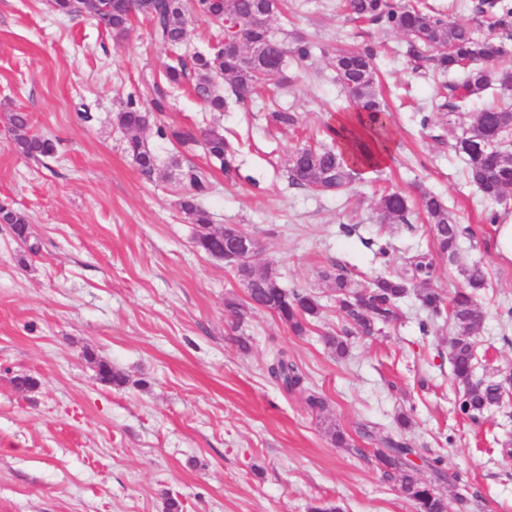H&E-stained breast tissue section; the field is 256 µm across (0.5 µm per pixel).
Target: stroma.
Instances as JSON below:
<instances>
[{
	"mask_svg": "<svg viewBox=\"0 0 512 512\" xmlns=\"http://www.w3.org/2000/svg\"><path fill=\"white\" fill-rule=\"evenodd\" d=\"M288 10V22L272 28L308 36L310 66L289 67L290 87L269 82L246 103L212 112L168 87L170 55L145 21L117 38L92 16L58 15L48 0H0V205L29 223L24 243L0 224V512H165L169 497L180 512H309L322 502L340 512H413L372 461L387 433L444 456L435 488L448 512H512V460L498 446L512 436V402L476 422L457 412L448 356L455 329L446 318H431L411 294L398 323L349 337L346 357L323 341L344 324L320 270L333 266L364 284L433 250L423 215L377 220L381 193L424 189L473 232L454 261L439 260L434 285L451 294L465 269L482 267L477 374H512V260L496 251L484 221L495 202L469 183L454 149L472 116L433 110L437 83L399 55L401 35L353 21L337 0H288ZM349 45L378 52L390 158L348 190L317 194L291 184L285 159L303 139H323L346 106L331 58ZM160 95L167 108L141 138L160 158L177 155L208 172L201 204L212 224L240 225L260 241L257 271L319 296L323 314L304 335L266 311L247 315L232 335L224 302L245 300L244 288L223 261L195 248L177 170L143 174L112 120L128 99L148 112ZM274 109L296 113L298 128L273 125ZM18 112L54 140V156L17 150ZM160 125L223 129L239 146L240 179L226 181L203 143L159 139ZM279 350L324 398L323 411L269 378ZM99 360L126 384L97 380ZM21 375L35 387L17 388ZM335 429L347 446L332 442Z\"/></svg>",
	"mask_w": 512,
	"mask_h": 512,
	"instance_id": "stroma-1",
	"label": "stroma"
}]
</instances>
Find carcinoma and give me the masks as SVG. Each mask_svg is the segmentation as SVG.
<instances>
[{
    "label": "carcinoma",
    "mask_w": 512,
    "mask_h": 512,
    "mask_svg": "<svg viewBox=\"0 0 512 512\" xmlns=\"http://www.w3.org/2000/svg\"><path fill=\"white\" fill-rule=\"evenodd\" d=\"M265 4L264 14L273 20L286 16L285 0H97V23L115 35L126 32L133 15L142 16L151 27L153 36L172 51H177L187 36V25L193 16L215 17L220 21L219 55L212 58L196 53L185 59L179 55L164 70L167 83L179 85L194 82V91L214 111L228 107L229 97L243 103L259 85L253 76L254 61L259 59L268 77L285 87L291 80L284 76L287 59L301 66L312 56L314 45L301 36L290 44L278 39L272 27L255 22L256 2ZM82 0H54L53 8L63 16H79ZM342 8L354 19L385 26L405 37L406 54L414 60H428L440 76L461 74V79L447 86L448 98L436 104L439 110L463 112L474 100L488 91L499 95L485 104L473 118L455 144L456 152L466 165L469 182L482 195L498 203L507 202V191L512 190V147L500 143L503 134L512 129V56L505 41L512 38V8L503 0H480L475 12L487 34L478 36L475 29L465 23L448 20V15L422 5L419 0H343ZM487 55L497 57L494 75L482 69L479 60ZM376 50L370 46H347L336 49L332 65L338 83L349 98L352 112L348 123L340 128L326 127L334 142L332 146L302 145L291 151L287 158V171L292 184L321 192H338L349 187L356 179L357 168L369 164L377 151L381 134L389 133L388 113L380 91ZM224 76V95L212 93L215 73ZM113 120L127 134L126 152L141 170L152 175L160 171L158 155L138 135L140 128L150 121V115L141 111L136 99L131 98ZM14 143L28 156L47 157L54 154L52 140L29 133L28 119L17 113L11 119ZM161 139L174 140L181 145L196 141L190 131L157 127ZM203 144L209 156L219 162L228 181L239 177L236 149L224 136V131L211 128L202 133ZM179 169L180 181L189 190L181 201L182 209L197 226L194 245L207 256L224 252V238L212 228L208 212L198 204L210 186L209 176L201 168L182 165L177 157L169 160ZM420 210L430 226L437 254L455 259L459 240L465 229L458 223L453 211L436 195L422 193L417 201L398 191L381 194L377 214L382 224L408 222L413 209ZM0 223L7 224L14 235L24 238L28 234V221L24 214L11 208L0 207ZM435 262L430 254L408 257L402 271L389 277H379L367 285H359L347 275L324 270L321 280L336 300L339 316L345 323L344 335L324 336L326 345L344 358L348 354L345 336L356 333L371 336L398 319V303L409 292L416 290L421 306L433 317L448 315L457 327L450 361L455 380L463 390L459 392L457 410L474 419L497 404L500 382L473 381L478 355L470 337L478 333L486 320V312L477 302L475 293L485 287V274L478 266L464 271L466 286L444 298L434 287ZM247 297L266 305L268 312L297 334L306 332L311 321L322 313L319 297L300 289H287L278 277L267 271L256 273L251 264L236 268ZM237 330L248 302L234 298L225 302ZM100 381L122 386L125 378L112 371L103 361L96 363ZM269 377L287 391L306 390V377L297 365L278 355L268 365ZM421 456L416 448L394 439L382 438V447L374 451L383 480L397 482L403 494L413 505L414 512H448L447 502L434 485V479L444 476V459L440 456L423 457L426 470L407 467L406 456Z\"/></svg>",
    "instance_id": "cac0c4a2"
}]
</instances>
